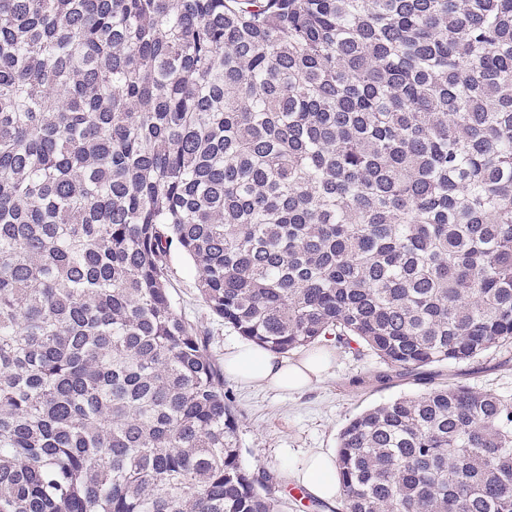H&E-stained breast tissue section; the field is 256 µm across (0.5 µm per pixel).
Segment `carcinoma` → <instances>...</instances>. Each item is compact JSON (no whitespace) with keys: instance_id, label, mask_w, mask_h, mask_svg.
<instances>
[{"instance_id":"obj_1","label":"carcinoma","mask_w":512,"mask_h":512,"mask_svg":"<svg viewBox=\"0 0 512 512\" xmlns=\"http://www.w3.org/2000/svg\"><path fill=\"white\" fill-rule=\"evenodd\" d=\"M512 345V0H0V512H279L224 368ZM343 512H512V399L339 435Z\"/></svg>"}]
</instances>
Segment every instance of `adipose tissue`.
Returning <instances> with one entry per match:
<instances>
[{
    "label": "adipose tissue",
    "instance_id": "obj_1",
    "mask_svg": "<svg viewBox=\"0 0 512 512\" xmlns=\"http://www.w3.org/2000/svg\"><path fill=\"white\" fill-rule=\"evenodd\" d=\"M326 359L306 357L295 361L253 344H240L224 355L227 375L281 392H300L322 381ZM295 480L313 496L332 502L340 491L334 458L323 452L305 456Z\"/></svg>",
    "mask_w": 512,
    "mask_h": 512
}]
</instances>
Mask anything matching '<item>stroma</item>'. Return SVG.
<instances>
[{
	"label": "stroma",
	"instance_id": "stroma-1",
	"mask_svg": "<svg viewBox=\"0 0 512 512\" xmlns=\"http://www.w3.org/2000/svg\"><path fill=\"white\" fill-rule=\"evenodd\" d=\"M169 292L178 314L206 328L216 359H223L225 347L240 343L236 332L210 315L199 294L192 261L178 252L169 262ZM505 358L512 359V348L503 347L469 362L434 365L431 378L422 382L398 374L382 381L378 375L385 367L376 357L337 344L327 377L301 393H280L225 378L238 414L241 461L273 484L280 512H339L340 502L322 504L297 490L295 480L290 479L305 453L336 452L339 434L350 419L403 395L455 383L512 397V366H502Z\"/></svg>",
	"mask_w": 512,
	"mask_h": 512
}]
</instances>
